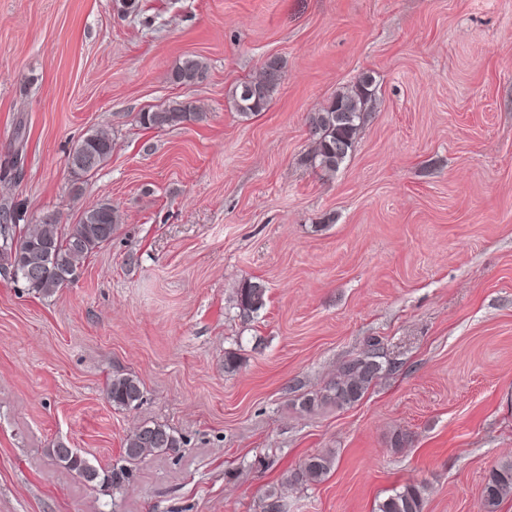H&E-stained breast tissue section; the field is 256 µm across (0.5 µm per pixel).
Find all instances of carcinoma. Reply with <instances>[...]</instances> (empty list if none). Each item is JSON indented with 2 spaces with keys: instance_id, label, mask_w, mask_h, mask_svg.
I'll return each mask as SVG.
<instances>
[{
  "instance_id": "1",
  "label": "carcinoma",
  "mask_w": 512,
  "mask_h": 512,
  "mask_svg": "<svg viewBox=\"0 0 512 512\" xmlns=\"http://www.w3.org/2000/svg\"><path fill=\"white\" fill-rule=\"evenodd\" d=\"M265 78L254 93L249 92L251 81L238 84L232 91L235 110L248 118L265 111L280 84L282 65L273 58L265 62ZM206 74V64L197 56L183 59L171 72L172 82L190 85ZM375 101L372 79L363 77L351 88L335 95L324 107L306 117L313 152L310 163L321 171L336 172L353 151L359 134ZM204 114L191 102L172 101L151 106L138 113L137 122L146 129L163 130L185 122H197ZM97 158L102 167L112 156V137L97 129L83 137L68 155V167L75 180L93 175L76 163L77 152ZM22 220L13 212L11 223H0V256L13 271L12 277L24 282L29 291L50 297L60 289L75 283L85 260L112 240L115 230V208L102 201L84 209L76 221L62 231L56 221L38 220L23 233L16 234V224ZM236 308L239 316L249 320L266 305V288L259 282L245 280L236 290ZM389 371L383 353L377 344L356 357L345 361L323 388L299 398V410L307 414L325 407L343 409L359 401L368 389ZM141 381L134 375H117L106 389L107 400L116 409L137 406L142 399ZM181 447L180 439L168 427L145 422L132 431L125 440L124 460L137 464L150 456L166 455ZM53 461L59 467L83 478L88 483L117 484L124 478L125 469L112 468L103 472L90 465L86 457L74 448L63 455L58 446L51 449ZM336 463L331 450L308 456L293 475L295 483H320L326 479ZM512 497V459L492 467L485 479L479 512H498L504 500ZM425 490L417 483H406L394 488L376 504L374 512H424Z\"/></svg>"
}]
</instances>
